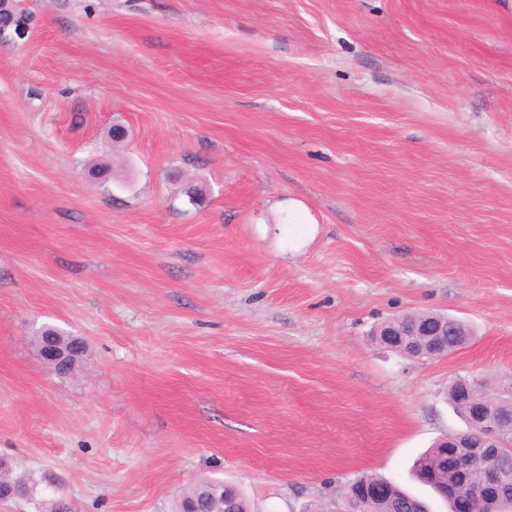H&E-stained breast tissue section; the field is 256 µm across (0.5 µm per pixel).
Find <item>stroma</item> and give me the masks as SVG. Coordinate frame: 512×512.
Masks as SVG:
<instances>
[{"label": "stroma", "instance_id": "1", "mask_svg": "<svg viewBox=\"0 0 512 512\" xmlns=\"http://www.w3.org/2000/svg\"><path fill=\"white\" fill-rule=\"evenodd\" d=\"M23 7L0 44V455L37 487L0 512H173L204 479L250 512H340L361 474L446 512L412 467L465 428L449 383L512 384V0ZM418 311L475 337L371 341ZM44 325L84 339L73 375ZM20 2L21 1L18 0H14L12 2V8L17 14L19 21L15 23L11 29H9V26L1 27L0 25V39H8L10 41L17 42L18 40H24L28 36L30 27L27 26L25 15L22 10H20ZM381 328L385 348L420 359L448 356V342L454 352L458 348L457 336H464L463 341L471 332L465 321L431 311L389 318ZM53 328L54 326H43L39 329V334L52 332ZM37 337V352L43 361L62 375L74 372L79 357L72 353V345L83 348L84 343L80 338L61 336L57 332Z\"/></svg>", "mask_w": 512, "mask_h": 512}]
</instances>
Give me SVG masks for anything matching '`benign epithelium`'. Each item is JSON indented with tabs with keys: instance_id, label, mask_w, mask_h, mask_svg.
<instances>
[{
	"instance_id": "1",
	"label": "benign epithelium",
	"mask_w": 512,
	"mask_h": 512,
	"mask_svg": "<svg viewBox=\"0 0 512 512\" xmlns=\"http://www.w3.org/2000/svg\"><path fill=\"white\" fill-rule=\"evenodd\" d=\"M12 8L18 22L10 29L0 26V39L16 42L28 36L30 27L20 10V0H13ZM470 332L465 321L431 311L392 317L382 324L385 348L420 359L448 355V337H465ZM74 345L81 346L83 341L53 332L38 337L37 352L49 366L66 376L77 366ZM478 384L476 379L461 383L464 402L469 404L465 417L468 431L447 433L437 439L448 472L459 476L458 482L446 488L455 512H477L478 504L498 500L505 479L500 456L506 447V435L512 432V413H495L486 402L476 400L481 393Z\"/></svg>"
}]
</instances>
